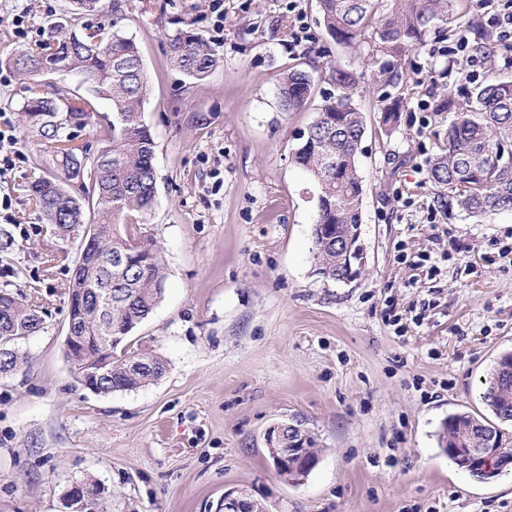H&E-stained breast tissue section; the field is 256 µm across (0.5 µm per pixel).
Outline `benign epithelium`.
Returning <instances> with one entry per match:
<instances>
[{"label": "benign epithelium", "instance_id": "1", "mask_svg": "<svg viewBox=\"0 0 512 512\" xmlns=\"http://www.w3.org/2000/svg\"><path fill=\"white\" fill-rule=\"evenodd\" d=\"M103 344L104 349L97 355L78 363L74 358L76 353L84 351L86 338L71 332L65 336V349L71 357L69 365L76 381L94 393L97 392L100 379L111 371L112 337H105ZM307 441L308 434L297 424L277 422L265 430V445L274 450L273 467L285 481L294 483L316 466V459L303 456ZM450 453L477 466L485 476L512 465V459L501 458L497 441L492 436L482 438L478 448H452ZM99 494L100 488L97 485L75 483L68 491L67 502L74 507L72 512H89ZM251 506L252 501L243 492L224 494V512H251Z\"/></svg>", "mask_w": 512, "mask_h": 512}]
</instances>
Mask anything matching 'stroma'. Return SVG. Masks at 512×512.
Segmentation results:
<instances>
[{
    "label": "stroma",
    "mask_w": 512,
    "mask_h": 512,
    "mask_svg": "<svg viewBox=\"0 0 512 512\" xmlns=\"http://www.w3.org/2000/svg\"><path fill=\"white\" fill-rule=\"evenodd\" d=\"M152 92L144 119L156 142V204L143 234L162 248L155 311L126 340L167 362L152 384L110 395L82 388L64 355L67 284L81 237L39 221L31 182L53 163L22 105L30 82L0 68V226L15 245L0 289L21 295L44 325L19 341L20 365L0 376V512H65L71 485L101 488L97 512H218L242 491L266 512H512V466L479 479L438 446L448 414L487 415L481 381L512 351V210L489 218L441 197L429 162L452 118L491 77L512 79V46L496 43L479 76L453 48L488 29L455 0L456 37H428L401 62L405 98L382 124L364 53L324 30L316 0H122ZM69 0H0V57L37 47ZM220 62L197 84L170 67L184 27ZM297 66L318 92L333 69L356 73L366 133L356 273L316 272L315 182L293 152L314 109L286 112L278 86ZM311 431L319 462L281 480L263 444L271 424Z\"/></svg>",
    "instance_id": "stroma-1"
}]
</instances>
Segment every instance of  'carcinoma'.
<instances>
[{
    "label": "carcinoma",
    "instance_id": "obj_1",
    "mask_svg": "<svg viewBox=\"0 0 512 512\" xmlns=\"http://www.w3.org/2000/svg\"><path fill=\"white\" fill-rule=\"evenodd\" d=\"M454 0H318L325 31L336 42L355 45L371 32L366 55L392 61L371 73L381 90L383 123L398 121L401 99L391 90L401 80L398 65L423 44L431 31L448 37V13ZM112 25L86 26L77 34L56 26L41 50H20L3 59L5 66L36 80L40 73L75 74L95 100L112 104V122L105 145L90 155L66 133L90 119L88 102L77 106L66 95L31 97L23 112L49 146L51 157L62 162L65 174L82 183L81 197L70 195L63 183L42 176L30 185L38 219L69 234L85 225L75 259L68 295L83 300L79 313L68 310V324L82 336L97 340L112 334L128 336L147 319L162 299L165 271L160 247L143 235L133 216L149 212L155 203V141L143 118L150 78L133 38L119 26L118 6H112ZM169 62L198 83L218 65L211 42L190 32L170 37ZM331 80L339 94L322 97L316 117L293 152L295 163L318 186L317 216L313 226L316 271L340 280L345 267L336 253V237L357 239L364 193L358 149L366 132L363 112L353 99L357 76L336 68ZM315 79L303 69L291 68L278 87L285 112H302L314 100ZM453 111L445 131V149L429 165V180L456 197L475 216L512 210V79H492L478 87L474 98L462 103L444 100L439 108ZM108 296L111 311L93 312V299ZM43 328L37 310L0 296V367L12 372L19 363L16 345ZM136 365L120 354L112 358V381L100 394L131 391L157 381L165 361L151 352L133 354ZM481 401L498 423L512 422V353L502 354L483 383ZM489 419L470 412L448 416L439 432V447L454 448L461 437L481 438L487 431L512 438Z\"/></svg>",
    "mask_w": 512,
    "mask_h": 512
}]
</instances>
